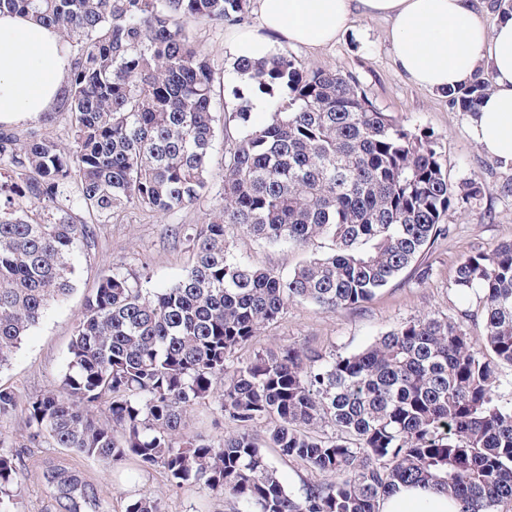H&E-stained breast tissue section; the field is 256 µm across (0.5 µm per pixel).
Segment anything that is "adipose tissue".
Instances as JSON below:
<instances>
[{
  "instance_id": "1",
  "label": "adipose tissue",
  "mask_w": 512,
  "mask_h": 512,
  "mask_svg": "<svg viewBox=\"0 0 512 512\" xmlns=\"http://www.w3.org/2000/svg\"><path fill=\"white\" fill-rule=\"evenodd\" d=\"M260 32L235 33L232 59L260 60L281 46L317 50L336 42L357 16L388 20L399 69L432 91L466 84L477 71L492 89L470 132L486 154L512 164V17L487 23L477 0H257ZM70 60L59 33L19 15L0 13V123L50 111L67 83ZM459 503L429 486L397 485L380 512H460Z\"/></svg>"
}]
</instances>
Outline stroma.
Here are the masks:
<instances>
[{
	"label": "stroma",
	"instance_id": "1",
	"mask_svg": "<svg viewBox=\"0 0 512 512\" xmlns=\"http://www.w3.org/2000/svg\"><path fill=\"white\" fill-rule=\"evenodd\" d=\"M388 30L389 24L382 18L359 16L335 44L317 51L297 48L293 54L305 67L333 69L353 76L380 111L391 113L413 132L434 135L452 181L478 178L485 193L470 209H452L445 215L451 235L419 260L420 266L428 268V277L421 280L415 270H407L357 310H322L305 301L293 303L282 319L257 338V351L310 344L330 356L347 355L421 314L452 316L459 308L476 307L475 298H461L451 288L458 263L469 254L512 241V195L501 191L502 183L512 177V166H503L477 145L470 134L469 113L452 107L442 92L419 88L400 71L388 42ZM232 31L229 24H197L192 28L218 76L214 106L219 113L235 111L238 105L235 91L241 83L227 53ZM211 209V200L205 199L170 218L137 209L123 212L98 235L95 260L88 263L77 258L74 292L65 301L53 304L40 324L30 329L10 364L0 369V386L35 392L58 381L66 368L75 321L102 271H139L142 287L150 290L177 282L185 273L188 256L183 247L173 245L168 227L174 223H206ZM232 253L237 259L277 270L284 276L302 255L243 234L235 236ZM61 465L80 470L108 502L110 512H123L127 501L141 494L163 499L168 512L238 509L232 499L197 489H174L158 468L143 472L130 464L118 471L103 461L65 448L41 446L19 451L23 512H62L41 479L43 470Z\"/></svg>",
	"mask_w": 512,
	"mask_h": 512
}]
</instances>
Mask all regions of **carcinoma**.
Masks as SVG:
<instances>
[{
	"label": "carcinoma",
	"instance_id": "carcinoma-1",
	"mask_svg": "<svg viewBox=\"0 0 512 512\" xmlns=\"http://www.w3.org/2000/svg\"><path fill=\"white\" fill-rule=\"evenodd\" d=\"M251 0H0V12L55 28L70 73L54 107L71 145L0 127V368L50 306L74 289L81 248L120 212L174 216L204 198L209 221L171 229L193 255L169 288L147 292L133 270L101 273L52 387L20 401L0 387V512H19L16 442L4 425L24 407L28 443L68 448L121 469H162L177 489L233 498L245 512H380L397 484L427 483L462 512L512 504V406L496 398L512 367V242L465 256L452 286L478 295L477 314L418 316L358 352L307 346L244 355L293 301L358 309L448 239L452 208L483 194L453 183L436 142L381 112L352 76L307 69L294 56L241 60L234 71L262 94L284 87L269 119L248 101L224 116V181L215 157L216 72L190 22L242 24ZM491 89L479 71L445 91L476 111ZM246 234L313 253L284 278L234 258ZM235 429L189 436L199 405ZM325 476L296 495L265 452ZM42 477L65 512H108L77 470ZM124 512H167L151 495Z\"/></svg>",
	"mask_w": 512,
	"mask_h": 512
}]
</instances>
